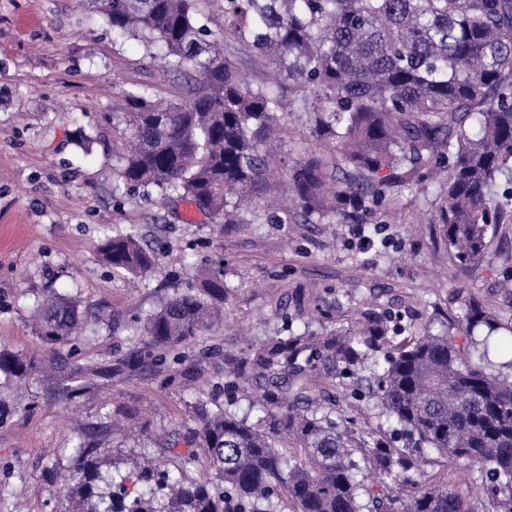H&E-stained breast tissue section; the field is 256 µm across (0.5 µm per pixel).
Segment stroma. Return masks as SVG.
Listing matches in <instances>:
<instances>
[{
    "mask_svg": "<svg viewBox=\"0 0 512 512\" xmlns=\"http://www.w3.org/2000/svg\"><path fill=\"white\" fill-rule=\"evenodd\" d=\"M183 95L182 81L147 56L140 41L113 33L100 0H0V348L40 357L46 348L28 322L49 291L77 297L90 331L81 357L111 359L129 346L125 327L196 285L201 270H222L231 290L224 327L209 346L240 349L289 330L350 332L375 312L416 316L440 329L464 301L489 305L512 323V221L499 225L474 276L448 260L434 214L437 183L402 189L384 221L365 218L373 243L361 248L352 224H213L182 200L130 190L119 171L125 152V93ZM135 226L161 270L131 287L97 260L112 226ZM118 401L148 409L153 438L187 417L191 395L168 374L143 372L115 387ZM336 411L365 440L390 425L361 397L324 384ZM103 414L96 395L65 401L56 380L37 377L27 391L0 385V512H71L61 478L73 467L82 428ZM468 507L484 484L445 458L426 466Z\"/></svg>",
    "mask_w": 512,
    "mask_h": 512,
    "instance_id": "1",
    "label": "stroma"
}]
</instances>
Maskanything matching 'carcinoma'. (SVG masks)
I'll return each mask as SVG.
<instances>
[{"label":"carcinoma","instance_id":"cac0c4a2","mask_svg":"<svg viewBox=\"0 0 512 512\" xmlns=\"http://www.w3.org/2000/svg\"><path fill=\"white\" fill-rule=\"evenodd\" d=\"M224 44L196 0H112V30L160 49L169 73L189 74V94L166 104L145 88L125 94L131 148L121 178L185 199L219 224H249L240 201L269 208L278 224L358 222L381 215L395 192L444 176L435 215L451 263L475 274L496 228L512 219V0H224ZM255 54L265 77L244 81L235 52ZM308 114L318 148L295 160L282 149L287 112ZM99 258L131 281L159 259L133 229L117 230ZM224 274L199 283L139 319L129 351L107 364L78 359L86 324L78 301L51 294L36 306L45 359L0 349V377L28 384L50 371L76 401L89 377L118 381L170 368L195 386L191 425L165 438L115 484L101 470L96 434L146 433L138 408L116 407L78 436L66 492L75 512H472L420 463L463 461L485 483L482 512H512V368L492 371L498 315L465 303L455 330L410 333L365 314L358 334L293 333L217 355L193 346L224 321ZM214 385L249 402L243 415L209 408ZM366 391L392 420L389 442L369 446L348 431L318 378ZM203 463L209 481L185 469ZM409 489L406 501L391 485Z\"/></svg>","mask_w":512,"mask_h":512}]
</instances>
